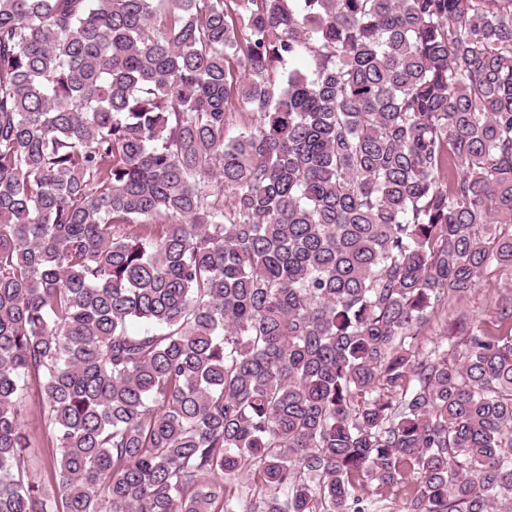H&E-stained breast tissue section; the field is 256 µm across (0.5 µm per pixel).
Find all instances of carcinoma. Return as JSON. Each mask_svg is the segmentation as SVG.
Masks as SVG:
<instances>
[{
    "label": "carcinoma",
    "instance_id": "obj_1",
    "mask_svg": "<svg viewBox=\"0 0 512 512\" xmlns=\"http://www.w3.org/2000/svg\"><path fill=\"white\" fill-rule=\"evenodd\" d=\"M505 268L512 0H0V512H512ZM494 286L499 290L506 288L509 290L511 289L512 291V276L510 273L504 274L500 280L496 282L494 281L490 288H488V286L480 287V289H478L468 300L461 302L457 306L455 314L462 311L468 314L471 318L491 322L494 319V314H492L491 309L488 308L486 298L489 294L491 295L493 293L495 289ZM26 430L30 431L35 436L32 448H30V464L31 470L37 474L42 482L45 483L46 488L51 490L50 481V464L55 456L56 448L49 435L39 427L38 422L32 418H27Z\"/></svg>",
    "mask_w": 512,
    "mask_h": 512
}]
</instances>
